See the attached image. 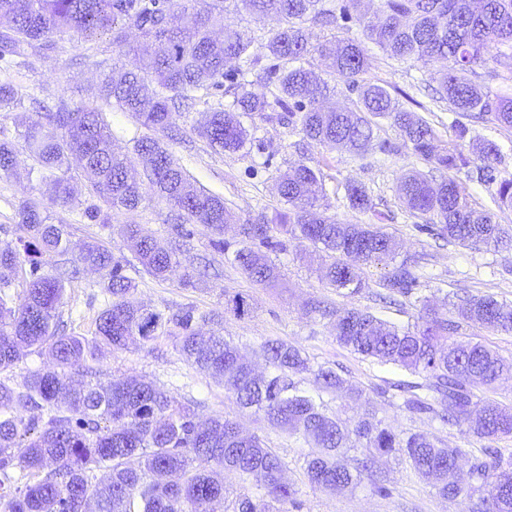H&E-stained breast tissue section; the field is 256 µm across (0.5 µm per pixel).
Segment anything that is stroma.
I'll list each match as a JSON object with an SVG mask.
<instances>
[{"label":"stroma","mask_w":512,"mask_h":512,"mask_svg":"<svg viewBox=\"0 0 512 512\" xmlns=\"http://www.w3.org/2000/svg\"><path fill=\"white\" fill-rule=\"evenodd\" d=\"M368 54L367 79L386 86L404 107L424 118L439 143L455 140L457 124H464L471 136L495 141L500 146L505 157L500 175L512 178V130L501 128L488 117L477 120L454 112L448 102L438 100V63H400L374 45L369 46ZM102 60L119 65L124 58L113 48L109 37L87 40L74 35L56 39L53 49L30 52L22 64L0 72V81L12 80L19 88L18 104L0 111V140H17L19 117L36 116L39 102H94L103 73L98 66ZM231 102L228 95H208L192 101L176 128L162 136L161 142L202 186L222 196L240 221H247L262 210L270 215L283 210L274 190L275 178L288 165L303 161L321 170L326 190L323 205L341 221L370 223V215L350 209L344 199L347 181H358L368 189L378 210L390 214L386 226L400 240L402 256L417 259L415 272L423 292L436 306H443L445 301L464 292L512 302V250L494 252L443 242L421 231L416 218L400 205L396 194L399 176L407 170L422 168L423 163L411 146L404 144L396 128L382 124L377 132L379 149L359 160L303 142L291 127L259 121L252 131L251 144L238 154L227 155L212 149L191 127L201 121L203 112L229 107ZM33 164V159L24 154L14 172L0 174L1 238L14 237L22 198L40 200L49 195L48 186L30 179L28 171ZM68 176L77 200L71 206L54 207L52 214L55 221L68 224L73 246L96 240L112 249L116 257L133 261L134 255L120 234L125 224L142 225L161 241L176 244L177 238L170 231V210L165 203L146 199L137 211L113 218L111 227L106 228L82 216L83 210L96 204L98 197L87 186L78 164H71ZM192 230L189 249L181 253L180 260L184 268L210 262L214 275L196 278L194 284L187 286L181 271L161 281L143 269L133 270L138 302L165 313L192 307L200 312L223 314L225 337L233 340L260 371L267 368L262 349L265 341L279 339L300 348L311 369H334L362 390L363 398L359 401L344 391L323 396L325 412L346 423H353L367 410L383 426L397 432L424 433L440 440L443 447L462 449V467L485 458L489 441L471 436L466 426L446 424L433 414L405 409L403 395L395 384L414 381V374L370 363L339 346L330 320L308 314V302L319 299L338 309H368L401 326L414 323L418 316L416 307L389 306L376 299L387 272L385 265L367 268V288L346 297L319 281L318 256L299 259L296 241L287 238L281 247L268 252L281 271L280 279L275 286L263 287L252 283L225 255L213 251L209 229L196 224ZM238 293L250 305L249 315L241 320L224 311L227 297ZM107 301L102 280L96 273H84L70 283L63 308L68 330L92 336L95 319ZM95 368L98 379L104 382L131 374L144 377L171 392L194 410L199 419L221 414L236 421L244 431L263 438L282 458L285 477L296 491L293 502L287 505L288 512H465L467 508L465 502L438 496L418 479L406 457L399 453L380 457L377 463L391 490L389 497L377 495L366 483L345 491L310 485L304 465L307 456L315 452L313 443L289 437L286 431L271 425L261 411L240 408L226 396L222 384L199 373L180 355L176 337L161 335L142 348L113 352L96 362Z\"/></svg>","instance_id":"obj_1"}]
</instances>
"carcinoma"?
I'll return each mask as SVG.
<instances>
[{
    "instance_id": "carcinoma-1",
    "label": "carcinoma",
    "mask_w": 512,
    "mask_h": 512,
    "mask_svg": "<svg viewBox=\"0 0 512 512\" xmlns=\"http://www.w3.org/2000/svg\"><path fill=\"white\" fill-rule=\"evenodd\" d=\"M257 18L271 17L276 27L258 39L243 27L226 22V3ZM363 0H205L188 10L183 0H0V63L10 65L33 50H50L54 37L75 33L83 38L108 35L126 57L119 71L105 74L97 101L74 106L64 100L40 117L60 130L56 139L40 134V122L20 120L21 143L0 142V173L18 165L21 154L36 161L31 173L50 181V205L75 203L67 173L70 159L79 158L85 178L110 214L138 209L146 191L174 213L182 238L202 224L213 238L212 249L228 250L224 228L236 216L224 198L200 186L159 141L182 116V107L198 91L232 95L229 108H214L193 127L211 146L234 154L248 141L241 118L282 124L303 139L331 151L364 155L375 140L379 121L395 127L414 154L448 176L437 182L411 170L398 181L399 200L422 229L462 247L483 245L512 249V227L477 205L454 173L469 166L455 142L437 144L433 128L405 109L384 86L364 75L369 69L365 43L389 58L444 64L438 93L456 112L491 116L512 130V97L491 95L469 73L479 62H492L512 76V0H376L367 16L358 11ZM183 23L173 24L175 13ZM355 20L362 39L332 36L313 44L305 24L329 26L337 19ZM138 29L131 45L128 30ZM317 55L334 76L356 94L348 110H327L324 101L336 92L304 66ZM271 64L256 72L262 60ZM256 73V80L246 76ZM260 83L269 92L253 90ZM18 90L0 82V109L17 105ZM128 113L151 131L135 141L134 154L146 181L130 174L131 160L112 150L106 114L112 108ZM471 153L480 161V180L496 185L492 195L499 209L512 210V179L497 180L503 163L499 146L474 140ZM277 193L288 211L268 218L264 213L239 225L243 246L233 261L253 283L274 286L279 272L264 249L278 231L326 254L320 278L331 288L351 294L366 283L360 266L393 264L382 288L393 305L419 308L418 322L400 327L366 309H332L308 303L310 311L335 319L336 342L379 366L423 375V383L398 384L406 393L404 406L413 413H433L442 421L467 425L479 439L512 438V405L484 400L479 413L474 389H492L512 372V359L472 340L460 338L470 324L512 333V305L492 296H456L444 314L430 307L422 294L414 263L395 264L398 243L379 222L387 215L360 183L344 185L347 206L369 213L378 223L350 224L323 209L325 188L320 172L299 161L278 179ZM16 240H0V374L20 362L25 352L48 348L50 362L25 377L17 390L0 381V503L5 512H208L224 498V473L234 472L261 490L248 489L232 501V512H280L273 507L293 500L283 480V461L256 435L246 436L238 424L214 415L205 424L166 390L137 375L106 383L78 381L91 374V363L108 353L144 346L160 334L178 338V351L199 372L220 379L228 397L243 409L264 412L271 424L311 441L319 453L306 461L308 482L334 490L353 489L367 481L383 497L390 489L374 459L349 463L348 452L363 444L379 455L395 451L415 473L448 499L479 494L471 512H512V459L493 451L485 460L461 470L460 448H439L420 433L404 435L380 427L368 416L347 426L323 409L320 393L343 387L345 380L331 368L310 370L301 350L280 340L263 349L270 371L258 376L237 348L219 331L209 335L201 326L215 317L192 307L168 315L135 304L137 288L122 260L96 242L86 243L70 270L49 273L48 260L69 251V233L55 224L49 205L23 199L18 207ZM122 237L136 249L141 266L165 280L180 266V249L166 245L135 224H124ZM103 279L111 297L98 314L94 336L66 332L62 324L66 286L80 268ZM23 276L22 293H12ZM224 310L242 319L250 311L246 297L236 294ZM311 372L317 393L302 389L291 374ZM35 411L27 418L25 411Z\"/></svg>"
}]
</instances>
